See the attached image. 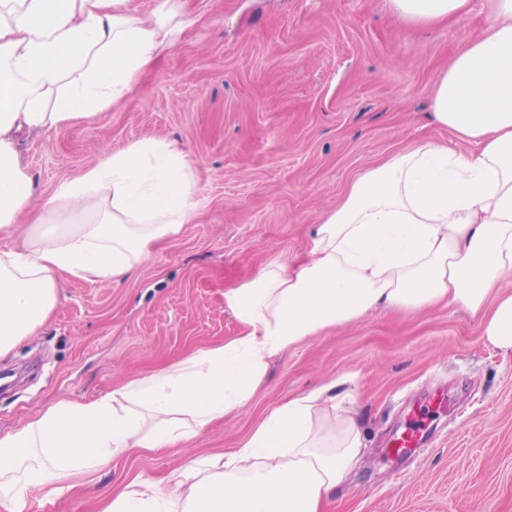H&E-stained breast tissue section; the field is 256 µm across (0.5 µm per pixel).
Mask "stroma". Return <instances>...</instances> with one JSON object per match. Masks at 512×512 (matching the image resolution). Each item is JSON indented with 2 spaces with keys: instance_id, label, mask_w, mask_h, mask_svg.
Instances as JSON below:
<instances>
[{
  "instance_id": "obj_1",
  "label": "stroma",
  "mask_w": 512,
  "mask_h": 512,
  "mask_svg": "<svg viewBox=\"0 0 512 512\" xmlns=\"http://www.w3.org/2000/svg\"><path fill=\"white\" fill-rule=\"evenodd\" d=\"M181 40L95 119L19 137L42 197L133 142L174 143L195 162L199 205L112 285L62 275L56 306L0 356V434L61 399L89 401L237 335L227 289L271 262L296 264L312 224L390 155L453 134L430 115L437 76L485 27L491 0L423 28L388 0H184ZM452 304L378 310L271 357L248 405L178 452L131 453L24 512H95L137 477L238 448L289 399L336 383L366 452L325 512H512V356ZM421 448L393 456L412 418Z\"/></svg>"
}]
</instances>
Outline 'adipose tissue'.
I'll return each instance as SVG.
<instances>
[{
  "instance_id": "obj_1",
  "label": "adipose tissue",
  "mask_w": 512,
  "mask_h": 512,
  "mask_svg": "<svg viewBox=\"0 0 512 512\" xmlns=\"http://www.w3.org/2000/svg\"><path fill=\"white\" fill-rule=\"evenodd\" d=\"M389 2L430 26L468 14L472 0ZM190 24L183 0H157L146 16L130 0H0V239L28 238L0 248V355L44 322L61 274L122 280L189 223L199 190L170 144L105 155L38 206L17 139L120 102ZM432 109L477 152L427 143L390 155L314 225L306 260L225 292L238 335L0 435V512H23L31 493L57 494L128 452L179 447L243 407L270 357L381 306L483 313L486 344L512 356V292L499 289L512 279V0H494L491 24L440 74ZM362 452L356 417L326 385L276 408L236 451L188 460L164 486L135 479L98 512H323Z\"/></svg>"
}]
</instances>
